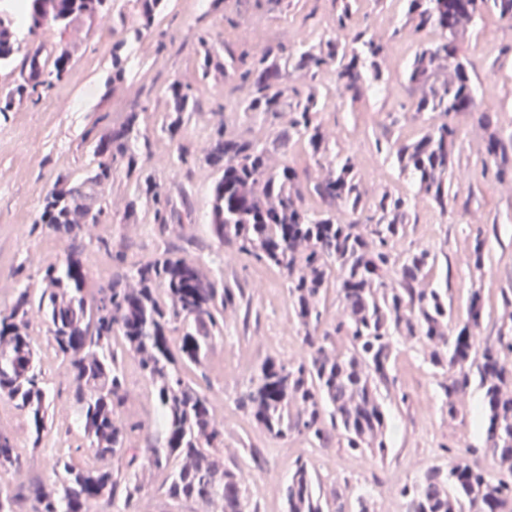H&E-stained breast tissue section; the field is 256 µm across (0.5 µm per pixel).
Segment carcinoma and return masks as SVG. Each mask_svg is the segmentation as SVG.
<instances>
[{
    "mask_svg": "<svg viewBox=\"0 0 512 512\" xmlns=\"http://www.w3.org/2000/svg\"><path fill=\"white\" fill-rule=\"evenodd\" d=\"M109 2L26 0L27 33L90 26L109 10ZM401 2L405 26L440 35L420 48L409 65L410 110L444 115L476 111L473 82L458 44L470 22L485 11L512 22V0ZM135 4L141 17V27L133 32L136 40L154 25L163 0ZM336 4L332 29L345 32L342 41L323 31L311 42L282 43L247 56L237 54L227 40L221 52L207 34L197 35L199 69L204 74L226 69L230 83L247 89L237 102L245 116L273 124L281 113L291 114L288 124L276 126L266 141L229 135L219 121L200 149L192 151L183 143L176 147L179 164L201 162L217 174L208 212L214 241L285 277L304 349L291 361H263L237 407L277 440L303 433L311 444L324 447L336 433L339 446L350 454L369 451L384 460L389 443L379 393L395 382L396 343L416 340L427 348L429 365L450 375L441 384L448 416L457 414L453 398L477 379L483 390L484 451L498 470L492 474L464 456H452L447 466L428 467L419 480L399 488L405 512H512V335L500 333L493 341L483 337L475 343L472 330L484 314L477 291L469 300V321L449 335L448 290L426 284L437 256L426 248L403 258L394 251L409 223L408 198L389 190L364 197L353 158L336 151V143L328 139L320 118L327 92L334 89L353 104L372 84L385 81V44L352 24L356 0ZM17 35L14 14L0 10V68L17 73L13 86L0 96V112L10 111L17 98L50 88L69 69L64 47L45 55L37 46L17 58ZM126 44L124 38L112 44L114 82L125 75ZM294 72L307 90L286 97L283 85ZM161 97V131L173 140L194 109V97L177 78L161 90ZM139 117L137 111L128 113L122 125L92 145L99 158L95 168L74 182L59 178L43 196L35 225L67 241L65 267H45L44 287L14 288L0 303V398L12 402L23 417L27 447H43L55 395L65 389L66 404L89 452L83 464L57 454L52 487L0 481V512H18L23 500L29 512H106L120 504L118 512H136L150 471L168 473L157 489L166 499L216 504L217 512H258L237 464L224 462V424L200 387L208 378L215 341L224 335V314L238 308L243 289L218 282L166 245L150 260L128 265L112 238L98 236L97 249L115 252L116 271L104 282L92 280L82 259L80 234L85 225L101 223L104 214L103 208L93 211L85 203L87 189L120 174L133 185L124 220L134 217L145 200L160 234L175 221L169 194L144 165L152 144L137 131ZM455 138L456 129L443 122L412 139L387 130L376 139V149L393 157L400 173L445 214ZM291 144L300 145L321 167L318 177L286 163L269 164L272 155H287ZM485 149L507 161L506 145L496 133L488 135ZM308 196L318 198V208L307 207ZM333 270L339 273L336 294L342 311L328 325L321 306ZM391 271L397 278L389 282ZM37 316L46 326L44 350L32 336ZM338 338L349 347L337 350ZM46 351L57 362L51 374L43 370ZM128 358L150 387L149 422L126 415ZM21 467L15 434L0 427V476ZM319 488L309 461L296 458L285 512H370L364 496L333 510Z\"/></svg>",
    "mask_w": 512,
    "mask_h": 512,
    "instance_id": "1",
    "label": "carcinoma"
}]
</instances>
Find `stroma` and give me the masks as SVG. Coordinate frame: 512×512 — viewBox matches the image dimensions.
<instances>
[{"mask_svg":"<svg viewBox=\"0 0 512 512\" xmlns=\"http://www.w3.org/2000/svg\"><path fill=\"white\" fill-rule=\"evenodd\" d=\"M335 13L334 0H290L286 5L272 0H167L151 31L130 42L127 75L114 84L110 81L112 29L119 25L133 29L139 19L131 0H113L111 11L92 29L63 32L52 28L26 37L23 45L27 48L41 45L49 51L58 43H67L69 71L38 102L18 100L11 111L0 112V284L19 282L37 288L43 268L63 266L66 255L64 242L33 227L44 194L58 177H77L93 165L90 147L99 136L124 122L133 107H147L149 118L140 128L150 136L153 154L146 165L168 189L181 223L172 225L164 239L148 215H141L135 224L121 223L128 193L121 177L95 189L90 203L95 209L109 205L111 214L104 217L99 231L123 244L127 263L151 258L165 243L184 249L206 273L237 281L250 294V313L238 310L225 315L224 336L212 352L205 391L223 410L225 459L243 460L240 442L244 439L263 453L262 468L243 471L246 490L260 512H283L288 473L301 453L308 454L327 498L342 504L362 495L372 502L374 512H404L398 487L418 480L430 465L445 464L443 449L474 448L479 465L490 471L495 468L493 459L479 452L482 390L473 385L459 394L458 413L449 417L440 389L442 376L427 363L425 348L413 341L398 343L396 388L383 396L391 447L387 460L368 453L349 455L334 441L312 450L298 434L289 443H280L236 406L238 394L261 361L269 356L300 357L301 339L283 277L211 240L207 213L215 174L201 163L178 165L173 144L160 129L163 104L156 90L174 74L190 86L196 107L183 130L185 144L202 145L221 119L228 133L265 139L271 133L269 125L258 119L243 122L236 108L242 90L230 85L222 73L204 76L197 70V32L209 33L216 43L232 39L235 48L241 49L245 43L238 38L239 26L249 20L262 27L263 46L273 47L301 26L324 30ZM399 14L396 5L382 7L374 0H359L353 23L368 33H380L385 42L382 68L389 92L368 95L353 105L339 95H328L322 121L339 149L354 157L366 196L390 188L409 198L410 222L406 235L395 245L396 252L426 248L436 253L430 286L447 289L458 323L468 317L471 294L480 292L491 314L483 318L476 333L494 337L501 326H512V308H504L501 301L502 294H512V174L500 175L495 167L485 166V140L491 129L503 140L512 139V23L485 15L461 46L460 54L472 71L477 109L447 117L457 130L452 169L455 196L442 214L375 149L376 135L388 125H395L407 138L429 125L427 116L410 111L403 73L415 52L436 41L438 35L424 31L405 38ZM488 29L497 33L489 46L482 42ZM479 239L484 242V265L477 269L470 253ZM70 420V410L64 402H57L45 448L24 451L25 465L9 474V481L16 485L34 479L53 483V459L64 450L74 461H85L81 435L64 430Z\"/></svg>","mask_w":512,"mask_h":512,"instance_id":"stroma-1","label":"stroma"}]
</instances>
